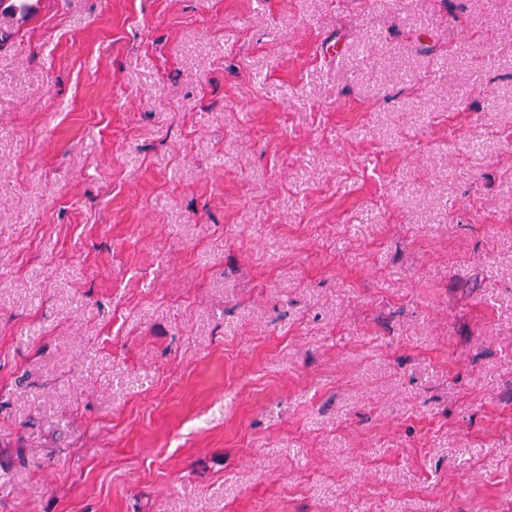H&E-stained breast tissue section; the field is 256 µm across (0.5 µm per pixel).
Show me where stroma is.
Wrapping results in <instances>:
<instances>
[{"label": "stroma", "mask_w": 512, "mask_h": 512, "mask_svg": "<svg viewBox=\"0 0 512 512\" xmlns=\"http://www.w3.org/2000/svg\"><path fill=\"white\" fill-rule=\"evenodd\" d=\"M0 512H512V0L0 10Z\"/></svg>", "instance_id": "1"}]
</instances>
